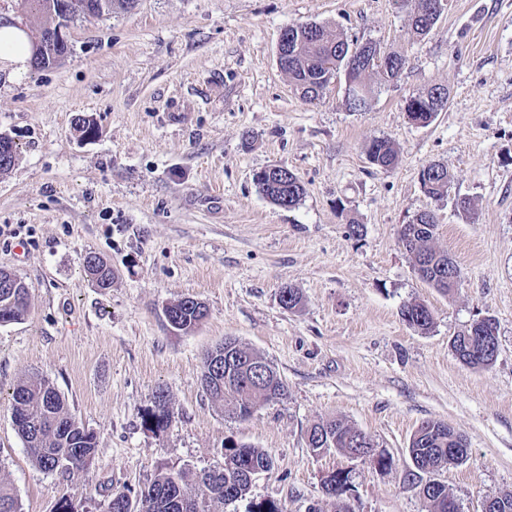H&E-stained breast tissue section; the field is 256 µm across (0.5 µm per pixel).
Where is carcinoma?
I'll list each match as a JSON object with an SVG mask.
<instances>
[{"instance_id": "carcinoma-1", "label": "carcinoma", "mask_w": 512, "mask_h": 512, "mask_svg": "<svg viewBox=\"0 0 512 512\" xmlns=\"http://www.w3.org/2000/svg\"><path fill=\"white\" fill-rule=\"evenodd\" d=\"M410 5V33L424 37L428 15L439 0H403ZM286 66L300 95L315 101L320 98L330 80L339 72L358 81L362 88L361 99L367 101L371 88L366 82L370 72L376 70L386 81L398 77L406 64L398 52H382L374 45L368 51L380 54L381 64L366 68L354 61L350 43L340 33L332 34L325 26L310 23L290 26L282 33ZM418 105L424 112L425 123H431L438 112L448 104V90L430 87L406 102L405 110ZM369 157L371 164L389 168L396 164L398 154L385 139L373 140ZM419 179L424 192L431 198L441 199L448 194L451 175L439 163L424 167ZM262 193L272 203L291 208L304 193V187L295 173L280 168L273 174L255 175ZM439 225L434 213L426 210L416 215V222L400 227L399 239L403 248L413 256L420 278L437 291L447 294L455 288L454 280L460 279L457 262L445 251L438 250L434 241ZM86 275L99 288L111 287L114 273L103 259L86 256ZM30 309L29 289L19 285L10 287L0 283V324L21 320ZM175 327L187 331L204 318L192 297H184L167 306ZM401 316L411 326L427 331L433 323L429 307L420 302H408L401 308ZM497 321L483 318L473 322V328L454 335L451 347L458 360L474 369L490 366L497 355ZM202 386L212 401L222 406L228 415L249 419L262 406L283 398L286 385L277 371L268 366L260 354L242 346L233 338L208 350L204 355ZM158 402L144 418L153 431L170 426L172 412L167 396L160 391ZM11 411L14 425L21 437L32 463L45 472L71 473L84 468L93 459L97 447L96 436L87 430L69 411L65 399L48 380L33 374L17 385L12 393ZM308 446L320 453L331 448L353 456L356 453L386 469L392 457L377 451L374 441L360 429L339 418H332L313 425L308 432ZM409 456L418 472L426 475L419 480L420 494L427 499L432 512H458L459 504L448 492V486L437 479V474L448 465V459L464 463L469 454L464 435L442 421L421 422L410 438ZM273 466L272 456L262 448L229 440L224 443V464L203 469L188 477L183 472L161 473L131 498L122 490L109 495L112 512H182L173 505L178 497L195 504L192 512H214L217 503L243 500L249 494V472L267 471ZM324 493L341 501L340 512H353L346 498L351 491L349 472L333 471L323 481ZM0 512H21L18 496L7 481L0 479Z\"/></svg>"}]
</instances>
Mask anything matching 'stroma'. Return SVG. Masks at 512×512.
<instances>
[{"label":"stroma","instance_id":"1","mask_svg":"<svg viewBox=\"0 0 512 512\" xmlns=\"http://www.w3.org/2000/svg\"><path fill=\"white\" fill-rule=\"evenodd\" d=\"M317 23L407 59L365 111H350L344 76L322 98H302L277 63L281 31ZM70 51L42 70L0 76V134L18 146L0 173V269L29 286L30 311L0 325V475L22 512H103L111 490L138 492L155 475L222 465L232 439L265 449L270 471L248 501L288 512H336L322 484L350 471L354 512H431L408 454L425 420L448 422L470 448L440 476L460 512L512 491V0H446L428 35H409L399 0H136L70 24ZM447 88L426 126L410 96ZM81 116L99 133L84 140ZM390 141L395 167L367 156ZM431 162L452 181L441 199L419 180ZM304 185L282 208L254 177L270 166ZM468 198L472 217L455 202ZM424 210L436 245L461 270L448 295L430 288L398 241ZM356 223L358 234L348 225ZM110 264L102 290L84 274L87 253ZM301 304L280 302L283 286ZM202 301L206 318L174 330L167 305ZM428 305L425 332L401 317ZM494 317L498 353L487 369L462 364L450 339ZM264 356L288 388L245 421L225 415L201 385L203 354L225 337ZM38 374L97 438L90 465L67 474L31 464L11 418V396ZM173 413L142 423L157 390ZM337 417L369 435L394 464L313 453L309 428Z\"/></svg>","mask_w":512,"mask_h":512}]
</instances>
